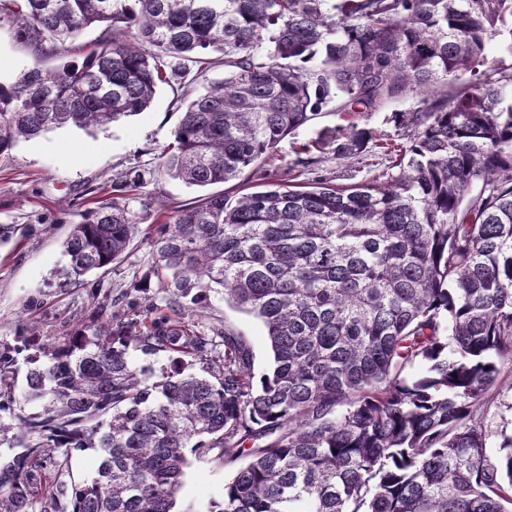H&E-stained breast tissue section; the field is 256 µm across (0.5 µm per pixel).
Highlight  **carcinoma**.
Returning a JSON list of instances; mask_svg holds the SVG:
<instances>
[{
	"label": "carcinoma",
	"mask_w": 512,
	"mask_h": 512,
	"mask_svg": "<svg viewBox=\"0 0 512 512\" xmlns=\"http://www.w3.org/2000/svg\"><path fill=\"white\" fill-rule=\"evenodd\" d=\"M508 16L512 0H0L39 61L0 84V156L145 111L204 52L224 54V79L186 101L158 165L200 188L262 167L325 109L416 99L391 113L405 146L353 123L302 149L384 150L365 184H270L166 217L150 276L186 300L178 319L118 307L43 346L23 393L37 411L10 410L0 344V447L20 448L0 465V512H56L42 470L87 449L72 512H175L186 469L210 459L234 468L210 512H512V433L481 410L512 357V72L479 71ZM91 26L80 64L42 66ZM138 180L72 225L71 275L125 253ZM215 287L262 322L268 372L232 329L194 330Z\"/></svg>",
	"instance_id": "carcinoma-1"
}]
</instances>
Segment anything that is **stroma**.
I'll return each mask as SVG.
<instances>
[{"instance_id":"stroma-1","label":"stroma","mask_w":512,"mask_h":512,"mask_svg":"<svg viewBox=\"0 0 512 512\" xmlns=\"http://www.w3.org/2000/svg\"><path fill=\"white\" fill-rule=\"evenodd\" d=\"M33 56L14 28L0 24V82L12 83L32 67ZM181 119L176 95L161 86L151 104L138 115L125 117L105 128L87 132L72 126L50 130L19 142L0 157V343L14 347V367L25 375L28 343L58 342L77 325L111 311L113 303L145 315L154 306L173 312L175 304L164 289L147 279L154 261L147 236L151 225L192 205L202 190L161 173L158 155L173 139ZM371 128L377 139L405 143L389 112L357 118L327 111L293 138L282 142L265 175L244 172L238 180L215 185V192L236 196L242 188L267 182L309 184L324 178L339 185H354L373 177L371 168L346 164L323 155L309 168L296 164L303 144L324 128L349 121ZM135 171L142 181L129 204L141 223L125 254L107 270L73 281L66 275L68 258L64 242L72 224L78 223L100 187L120 174ZM230 327L250 343L256 373L271 362L265 330L259 320L225 303L221 293H210L198 331ZM486 423L490 429L512 430V360L502 359L499 386ZM230 472L223 464L196 462L187 470L177 497L178 512H207L211 501L221 499Z\"/></svg>"}]
</instances>
